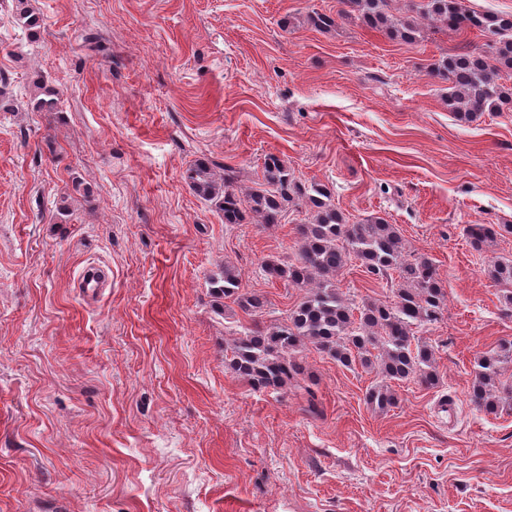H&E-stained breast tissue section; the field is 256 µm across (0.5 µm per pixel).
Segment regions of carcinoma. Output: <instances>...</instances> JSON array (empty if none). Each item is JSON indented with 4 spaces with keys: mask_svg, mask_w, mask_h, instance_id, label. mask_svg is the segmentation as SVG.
Wrapping results in <instances>:
<instances>
[{
    "mask_svg": "<svg viewBox=\"0 0 512 512\" xmlns=\"http://www.w3.org/2000/svg\"><path fill=\"white\" fill-rule=\"evenodd\" d=\"M340 18L357 13L361 22L384 28L394 38L412 43L419 34L415 20L389 14V0H339ZM15 14L26 31L35 35L40 16L31 0H14ZM415 11L422 21L454 31L476 29L496 37L485 51H465L448 56L428 67L433 78L448 82V111L473 121L486 112H497L512 102V88L499 83L503 71H512V15L470 12L461 0H422ZM41 96L33 100L38 112L58 109L53 88L41 86ZM186 180L200 198L214 203L223 213L224 223L242 224L256 217L266 225L280 222L290 206H307L312 220L297 227L296 256L288 263L264 262L266 274L305 289V296L288 318L270 328L257 326L232 341L225 365L255 390L283 391L304 373L297 354L311 346L343 366L360 361L390 381L413 380L425 387L438 382L434 350L415 337V329L438 321L442 316L446 289L431 260L410 259L399 228L380 216L351 223L333 204L332 190L320 182L302 183L277 155L263 164L261 181L245 194L237 189V171L224 166V175L204 160L186 171ZM473 249L480 251L492 241L495 230L483 224L468 228ZM357 262L369 275L381 280H397L390 303L368 301L356 305L339 293L338 275ZM484 274L498 284L512 285V261L494 260ZM242 276L232 265L212 281V294L219 305L231 298L245 314L263 312V295L241 289ZM512 361V343L474 362L469 396L479 410L496 413L512 401V386L499 379L501 364ZM368 405L385 410L396 402L387 384L366 393Z\"/></svg>",
    "mask_w": 512,
    "mask_h": 512,
    "instance_id": "cac0c4a2",
    "label": "carcinoma"
}]
</instances>
